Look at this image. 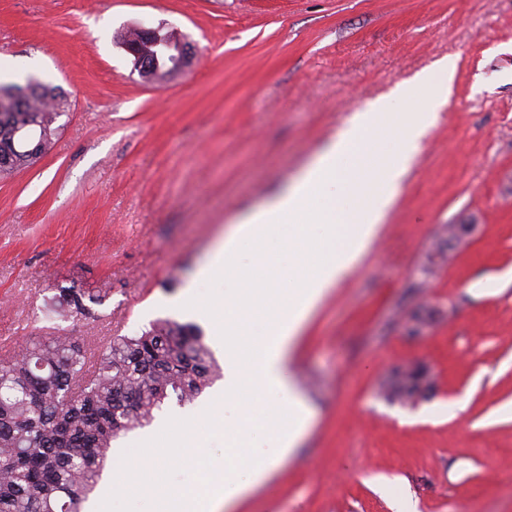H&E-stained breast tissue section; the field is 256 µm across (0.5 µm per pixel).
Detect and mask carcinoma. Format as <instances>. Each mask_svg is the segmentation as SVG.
<instances>
[{
	"instance_id": "obj_1",
	"label": "carcinoma",
	"mask_w": 512,
	"mask_h": 512,
	"mask_svg": "<svg viewBox=\"0 0 512 512\" xmlns=\"http://www.w3.org/2000/svg\"><path fill=\"white\" fill-rule=\"evenodd\" d=\"M23 102L0 96V176L26 170V139L14 135L30 120L47 146L64 127L67 98L41 83ZM106 292L57 289L45 301L48 320L91 314ZM199 327L158 320L133 336H114L92 352L73 336L56 334L0 357V512H82L102 476L112 442L150 422L170 404L197 399L217 376ZM397 374L384 388L398 400L416 385Z\"/></svg>"
}]
</instances>
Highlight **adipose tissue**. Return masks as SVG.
<instances>
[{
    "instance_id": "ef3b65f1",
    "label": "adipose tissue",
    "mask_w": 512,
    "mask_h": 512,
    "mask_svg": "<svg viewBox=\"0 0 512 512\" xmlns=\"http://www.w3.org/2000/svg\"><path fill=\"white\" fill-rule=\"evenodd\" d=\"M454 71L441 62L353 113L290 187L217 241L223 266L201 263L195 280L224 287L186 303L224 349V390L204 415L162 423L113 458L106 512H229L296 450L314 411L290 379L292 340L371 246L425 133L421 113L391 102L446 105Z\"/></svg>"
}]
</instances>
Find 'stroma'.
Wrapping results in <instances>:
<instances>
[{
    "label": "stroma",
    "mask_w": 512,
    "mask_h": 512,
    "mask_svg": "<svg viewBox=\"0 0 512 512\" xmlns=\"http://www.w3.org/2000/svg\"><path fill=\"white\" fill-rule=\"evenodd\" d=\"M137 23L193 47L164 87L116 41ZM0 54V81L71 104L51 152L0 178L9 352L58 327L97 350L158 319L201 325L181 302L229 225L354 112L454 59L379 235L290 348L315 419L236 512H512V0H0ZM463 221L476 233L445 251ZM57 283L108 295L94 318L36 320ZM415 363L432 394L386 399Z\"/></svg>",
    "instance_id": "35a3bbf8"
}]
</instances>
